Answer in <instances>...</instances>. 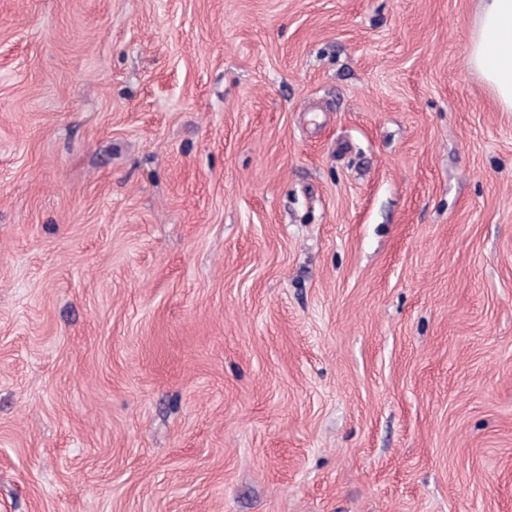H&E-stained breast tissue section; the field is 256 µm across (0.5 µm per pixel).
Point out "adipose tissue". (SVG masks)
I'll return each instance as SVG.
<instances>
[{"label":"adipose tissue","instance_id":"obj_1","mask_svg":"<svg viewBox=\"0 0 512 512\" xmlns=\"http://www.w3.org/2000/svg\"><path fill=\"white\" fill-rule=\"evenodd\" d=\"M469 63L512 112V0H483L470 43Z\"/></svg>","mask_w":512,"mask_h":512}]
</instances>
